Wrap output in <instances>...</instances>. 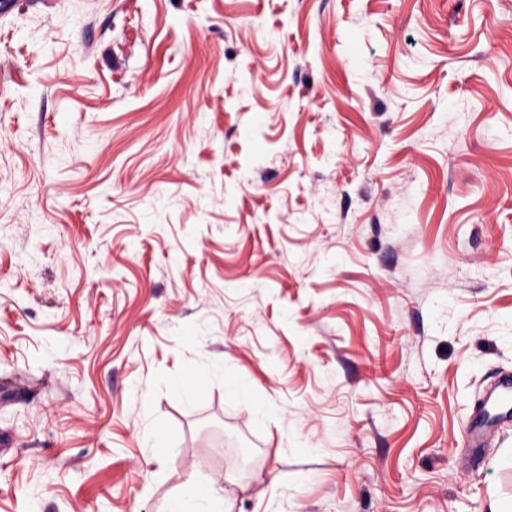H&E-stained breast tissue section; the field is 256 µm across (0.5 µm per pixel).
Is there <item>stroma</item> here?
Wrapping results in <instances>:
<instances>
[{
  "instance_id": "obj_1",
  "label": "stroma",
  "mask_w": 512,
  "mask_h": 512,
  "mask_svg": "<svg viewBox=\"0 0 512 512\" xmlns=\"http://www.w3.org/2000/svg\"><path fill=\"white\" fill-rule=\"evenodd\" d=\"M506 373L512 0L0 15V512H512ZM489 401L494 408L510 412V408H512V375L506 374L499 378L487 397L486 402ZM482 408L473 412L467 424L465 436L468 447L477 457L487 440L493 436L498 420L486 414ZM231 512L210 484L189 483L169 504L168 512Z\"/></svg>"
}]
</instances>
